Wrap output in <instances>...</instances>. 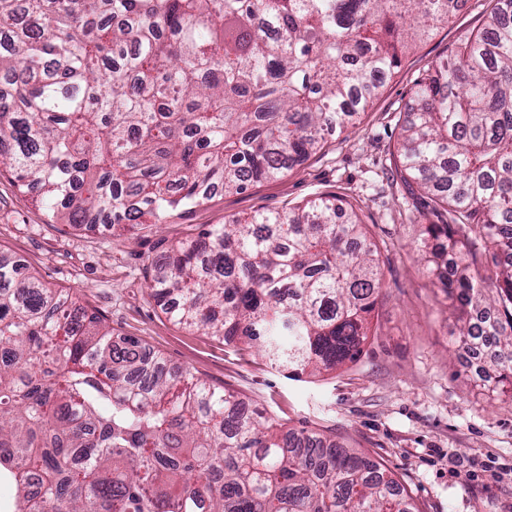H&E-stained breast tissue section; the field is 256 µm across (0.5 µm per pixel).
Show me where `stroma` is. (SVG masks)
Here are the masks:
<instances>
[{
    "mask_svg": "<svg viewBox=\"0 0 512 512\" xmlns=\"http://www.w3.org/2000/svg\"><path fill=\"white\" fill-rule=\"evenodd\" d=\"M464 11L402 57L372 105L283 175L192 207L136 233L50 221L11 174L0 175V253L102 317L114 341L138 340L168 365L244 398L295 428L362 450L394 472L417 512H512V397L489 348L455 351L448 296L416 250L425 225L446 222L397 156L419 78L480 31L494 0ZM331 194L352 204L385 262V296L361 358L294 378L255 349L175 324L149 294L151 264L201 225L273 212Z\"/></svg>",
    "mask_w": 512,
    "mask_h": 512,
    "instance_id": "1",
    "label": "stroma"
}]
</instances>
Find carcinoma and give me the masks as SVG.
Here are the masks:
<instances>
[{
  "label": "carcinoma",
  "instance_id": "cac0c4a2",
  "mask_svg": "<svg viewBox=\"0 0 512 512\" xmlns=\"http://www.w3.org/2000/svg\"><path fill=\"white\" fill-rule=\"evenodd\" d=\"M458 0H0V172L52 219L131 231L284 173L366 110ZM405 173L457 343L512 395V0L415 84ZM385 284L320 198L171 247V318L292 375L356 361ZM492 314L481 336L475 315ZM12 512H414L359 449L287 427L0 255V479Z\"/></svg>",
  "mask_w": 512,
  "mask_h": 512
}]
</instances>
